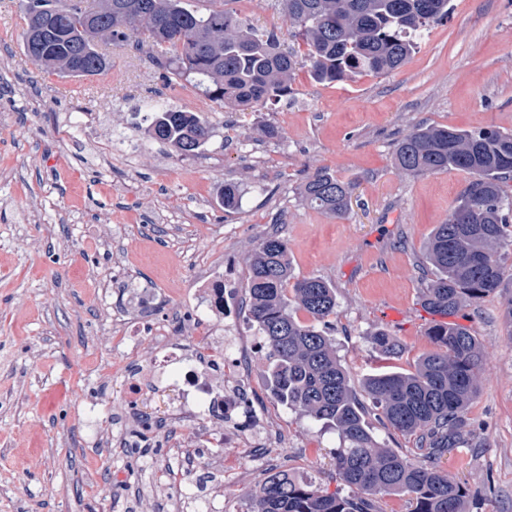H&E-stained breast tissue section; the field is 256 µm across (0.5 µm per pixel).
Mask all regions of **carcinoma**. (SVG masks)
<instances>
[{"instance_id": "cac0c4a2", "label": "carcinoma", "mask_w": 512, "mask_h": 512, "mask_svg": "<svg viewBox=\"0 0 512 512\" xmlns=\"http://www.w3.org/2000/svg\"><path fill=\"white\" fill-rule=\"evenodd\" d=\"M230 0H22L33 42L25 54L63 78L97 76L109 54L100 43L132 44L169 80L186 82L220 108L258 112L288 100L297 67L318 83L401 68L430 29L448 18L449 0H275L289 19L297 47L286 48L274 29L258 30L228 7ZM98 8V28L85 12ZM149 32L144 44L139 28ZM149 136L183 157L212 138L210 120L167 104L149 108ZM395 161L413 175L459 170L470 178L426 243L434 277L422 303L441 317L434 347L411 372L377 370L364 391L393 430L417 439L424 460L380 445L366 421L350 373L323 324L336 313V289L319 276L294 278L288 241L260 237L247 258L248 319L263 341L266 383L278 402L336 430L332 452L348 495L325 494L285 471L269 474L250 494V512H376L374 499L408 497L411 512H469V488L451 479L440 459L473 436L469 407L479 393L483 350L466 326L452 320L463 307L512 287L500 250L512 246V133L419 126L397 143ZM352 186L320 168L306 178L304 203L336 219L346 217ZM292 296H287V286ZM304 313L302 319L298 313ZM385 358L398 339L380 329L371 337Z\"/></svg>"}]
</instances>
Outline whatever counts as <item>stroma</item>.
I'll use <instances>...</instances> for the list:
<instances>
[{
	"instance_id": "obj_1",
	"label": "stroma",
	"mask_w": 512,
	"mask_h": 512,
	"mask_svg": "<svg viewBox=\"0 0 512 512\" xmlns=\"http://www.w3.org/2000/svg\"><path fill=\"white\" fill-rule=\"evenodd\" d=\"M271 2L234 7L292 45ZM450 5L390 74L320 84L302 67L290 103L231 112L160 70L145 72L124 48L87 79L38 68L24 54L20 0H0V512H203L218 486L224 512H247L248 492L279 470L340 491L335 430L266 387L244 305L246 259L277 231L296 276L332 283L330 336L354 382L384 365L412 369L432 349L424 244L468 176L407 174L395 145L422 125L512 132V0ZM153 101L204 114L214 137L193 157L155 142L143 115ZM85 116L90 135L72 136ZM322 167L353 185L346 219L301 200L304 179ZM228 183L240 193L233 210L224 207ZM222 271L236 281L233 326L250 356L242 407L266 416L277 445L258 437L244 448L198 447L196 428L165 419L170 381L137 408L152 423L149 449L118 445L123 366L152 361L161 335L203 348L194 306L202 278ZM511 303L507 289L458 317L484 350L468 414L475 436L440 465L467 484L472 512H512ZM125 323L141 328L128 347L117 341ZM379 329L399 339V356L374 348Z\"/></svg>"
}]
</instances>
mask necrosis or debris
<instances>
[{"label":"necrosis or debris","mask_w":512,"mask_h":512,"mask_svg":"<svg viewBox=\"0 0 512 512\" xmlns=\"http://www.w3.org/2000/svg\"><path fill=\"white\" fill-rule=\"evenodd\" d=\"M202 286L204 297L197 305V318L205 322L228 317L232 302L223 275H208ZM205 339L203 351L191 352L181 344H166L161 358L154 363L126 367V399L130 407H137L144 392L154 387L156 378L173 377L177 399L166 413L173 426L198 427L203 442L216 448L228 441L248 443L260 433L262 419L241 408L246 359L233 336L217 335L211 328Z\"/></svg>","instance_id":"necrosis-or-debris-1"}]
</instances>
